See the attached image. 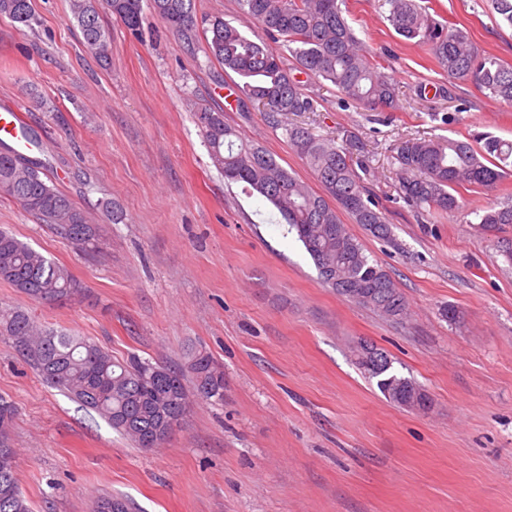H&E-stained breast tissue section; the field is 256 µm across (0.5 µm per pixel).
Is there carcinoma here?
Instances as JSON below:
<instances>
[{"label": "carcinoma", "mask_w": 512, "mask_h": 512, "mask_svg": "<svg viewBox=\"0 0 512 512\" xmlns=\"http://www.w3.org/2000/svg\"><path fill=\"white\" fill-rule=\"evenodd\" d=\"M71 19L80 27L85 51L101 64L112 56V43L100 22V0H69ZM168 26L188 31L195 24V0H106L108 11L135 33L143 21V4ZM242 14L272 39L282 41L295 69L336 87L348 102L369 112H394L399 88L383 71L344 16L345 0H239ZM386 20L405 40L430 48L452 81L473 85L486 97L512 109V65L479 51L467 33L448 29L416 0H378ZM0 16L25 26L34 21L31 0H0ZM206 51L237 74L241 93L272 115L315 110L305 84L291 73L284 57L241 28L215 15L209 20ZM194 116L212 164L224 178L240 182L264 197L288 224L313 261L320 279L337 294L382 316L403 321L408 310L396 284L341 219L347 214L374 236L389 234L386 213L363 185L351 147L294 125L285 132L294 152L321 184L311 190L261 145L243 139L224 121V113L204 105ZM512 143L493 137L478 147L455 138L410 139L396 147L398 196L414 212L446 213L464 209L460 188L495 190L507 174ZM0 195L9 196L83 252L98 248L100 225L77 207L44 172V165L0 144ZM478 223L495 228L512 224V204L478 214ZM0 280L35 302H59L78 292L68 270L0 229ZM0 340H6L42 376L81 407L92 410L112 429L144 450L162 446L189 407L186 379L205 401H224V372L205 351L194 353L186 368L172 369L136 357L115 360L96 342L71 332L45 329L28 312L0 308ZM379 390L396 403L417 388L393 372L377 375ZM118 504L120 495H103L94 512ZM0 512H32L18 472H0Z\"/></svg>", "instance_id": "obj_1"}]
</instances>
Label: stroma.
I'll list each match as a JSON object with an SVG mask.
<instances>
[{
  "instance_id": "stroma-1",
  "label": "stroma",
  "mask_w": 512,
  "mask_h": 512,
  "mask_svg": "<svg viewBox=\"0 0 512 512\" xmlns=\"http://www.w3.org/2000/svg\"><path fill=\"white\" fill-rule=\"evenodd\" d=\"M418 2L512 64V27L489 0ZM32 6V26L0 17V105L20 109L49 176L105 232L99 253L86 255L0 196V227L79 286L65 302L38 303L0 281V306L90 337L120 360L182 368L204 350L224 369L223 402L195 401L166 443L145 451L0 341V394L18 409L11 437L33 512H93L104 494L127 496L133 512H512V264L501 253L512 226L416 215L397 198L393 159L410 138L512 141V110L450 81L428 47L394 32L377 0H347V18L397 79L400 110L365 111L312 79L315 111L278 123L240 105L239 77L205 51L217 14L265 40L239 0H195L189 32L145 14L138 37L103 13L106 67L85 52L69 0ZM197 103L316 192L286 126L358 138L360 175L391 237L349 230L403 293L405 321L322 284L269 202L212 165ZM107 202L122 222H106ZM360 341L384 350L428 408L391 402L358 366Z\"/></svg>"
}]
</instances>
